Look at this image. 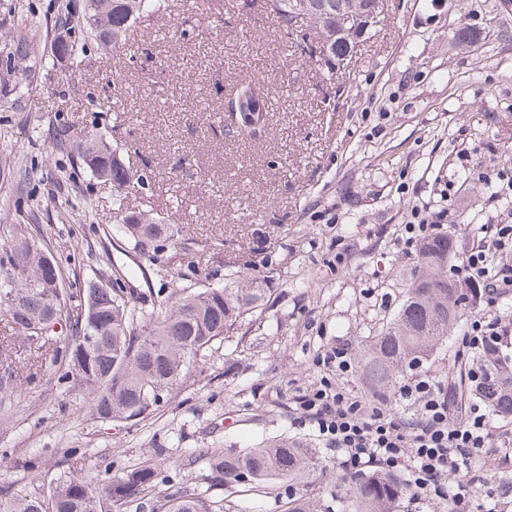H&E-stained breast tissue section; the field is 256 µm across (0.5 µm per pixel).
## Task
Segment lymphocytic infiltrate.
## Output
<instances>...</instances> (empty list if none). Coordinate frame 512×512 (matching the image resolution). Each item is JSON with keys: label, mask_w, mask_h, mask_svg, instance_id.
I'll use <instances>...</instances> for the list:
<instances>
[{"label": "lymphocytic infiltrate", "mask_w": 512, "mask_h": 512, "mask_svg": "<svg viewBox=\"0 0 512 512\" xmlns=\"http://www.w3.org/2000/svg\"><path fill=\"white\" fill-rule=\"evenodd\" d=\"M511 260L512 225L504 224L496 239L473 244L463 269L500 298L512 294V275L504 267ZM398 397L412 414L366 413L359 396L329 384L302 396L300 407L335 448L338 470L386 465L401 471L414 500L462 505L470 486L457 476L472 471L494 441L488 412L475 408L463 420H452L448 395L424 378L400 386Z\"/></svg>", "instance_id": "f902f5d3"}]
</instances>
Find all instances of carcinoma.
<instances>
[{"instance_id":"1","label":"carcinoma","mask_w":512,"mask_h":512,"mask_svg":"<svg viewBox=\"0 0 512 512\" xmlns=\"http://www.w3.org/2000/svg\"><path fill=\"white\" fill-rule=\"evenodd\" d=\"M271 15L278 28L292 30L288 0H251ZM166 0H83L70 15L79 18L82 39L72 38L70 21L60 22L67 41L60 45L71 57L93 44L106 55L127 46L126 35L137 23L151 22L166 10ZM33 49L19 35L0 58V86L29 87L37 62ZM60 147L73 153L91 175L112 185L118 224L115 231L153 263L162 262L165 248L178 242V224H160L128 204L129 194L144 177L118 162L120 154L96 132ZM450 236H431L421 244L410 273L405 298L393 318L355 352V370L372 394L385 399L399 377L429 361L467 309L464 294L448 279ZM49 248L39 229L0 224V313L24 345L38 350L51 346L50 368L93 397L97 418L138 422L152 414L162 393L177 386L197 358L226 335L244 316L263 306L268 279L228 274L221 288H182L152 302L150 318L136 306L134 291L120 280L64 279L47 265ZM69 336H58L55 325ZM21 357L11 337H0V385L13 381ZM477 364L488 367L490 383L469 381V393L483 401L493 416L512 420V364L496 351L478 353ZM210 485L240 482L242 474L257 483L294 479L318 466L316 449L287 436L264 440L251 448L206 449ZM159 470L140 464L120 475L59 479L45 495L20 491L0 498V512H112L123 507L140 512L144 493L155 486ZM409 493L406 483L382 472L350 477L343 512H397ZM165 512H213L202 492L177 489L161 504Z\"/></svg>"}]
</instances>
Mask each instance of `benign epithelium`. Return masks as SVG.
Returning <instances> with one entry per match:
<instances>
[{
  "mask_svg": "<svg viewBox=\"0 0 512 512\" xmlns=\"http://www.w3.org/2000/svg\"><path fill=\"white\" fill-rule=\"evenodd\" d=\"M380 0H332L328 5L318 0H289L291 17L314 15L319 23L325 44L323 51L329 63L340 66L349 56L356 40L376 18ZM261 101L245 102L244 97L233 100L229 116L236 126H254L261 115Z\"/></svg>",
  "mask_w": 512,
  "mask_h": 512,
  "instance_id": "obj_1",
  "label": "benign epithelium"
}]
</instances>
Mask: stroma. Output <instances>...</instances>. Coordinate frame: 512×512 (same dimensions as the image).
<instances>
[{"label": "stroma", "instance_id": "1", "mask_svg": "<svg viewBox=\"0 0 512 512\" xmlns=\"http://www.w3.org/2000/svg\"><path fill=\"white\" fill-rule=\"evenodd\" d=\"M76 0H0V49L22 34L43 62L22 100L0 93V224H36L66 277L128 279L135 292L170 295L222 283L228 267L265 275L267 303L137 423L103 422L83 389L44 376L0 390V490L46 493L64 473H121L150 462L173 487L207 490L214 512H287L291 499L342 512L336 453L299 398L341 380L367 409L379 401L357 374L337 378L318 355L356 350L398 311L416 254L404 227L450 233L448 274L464 280L473 242L512 218L495 194L512 172V12L500 0H383L343 67L330 70L313 31L280 30L242 0H174L133 27L126 51L51 54L57 18ZM269 92L260 136L226 131L242 78ZM95 130L146 172L130 204L183 235L154 271L112 231L113 190L56 146V132ZM33 168L35 179L21 174ZM512 319V295L480 299L424 363L447 380L473 355L463 344L483 315ZM276 435L321 452L322 467L293 481L208 487L204 448L251 447ZM512 456L501 422L490 464ZM469 473L463 512H488L512 469Z\"/></svg>", "mask_w": 512, "mask_h": 512}]
</instances>
